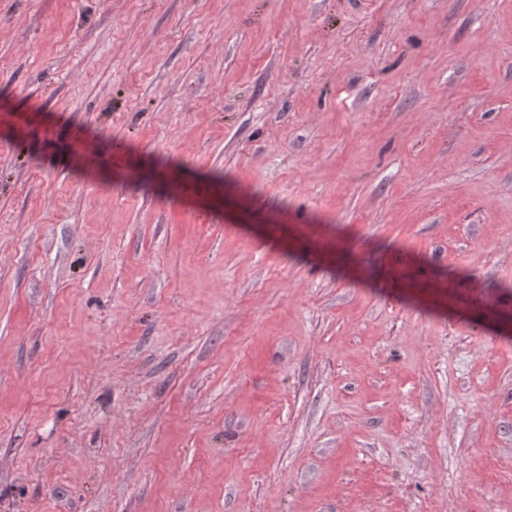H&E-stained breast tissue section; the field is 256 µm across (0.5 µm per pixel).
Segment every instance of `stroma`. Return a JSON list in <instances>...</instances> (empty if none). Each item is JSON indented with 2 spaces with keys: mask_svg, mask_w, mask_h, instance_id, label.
<instances>
[{
  "mask_svg": "<svg viewBox=\"0 0 512 512\" xmlns=\"http://www.w3.org/2000/svg\"><path fill=\"white\" fill-rule=\"evenodd\" d=\"M0 512H512V0H0Z\"/></svg>",
  "mask_w": 512,
  "mask_h": 512,
  "instance_id": "obj_1",
  "label": "stroma"
}]
</instances>
